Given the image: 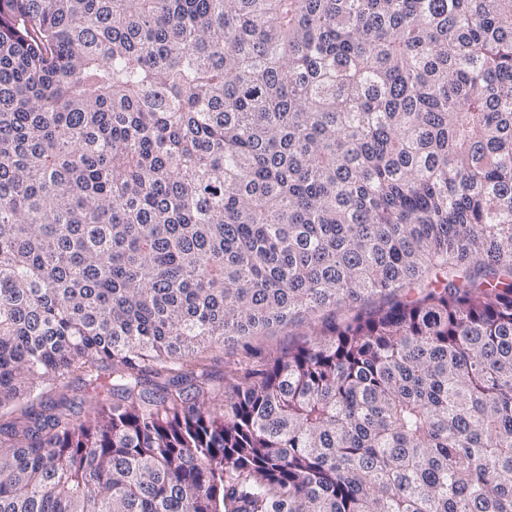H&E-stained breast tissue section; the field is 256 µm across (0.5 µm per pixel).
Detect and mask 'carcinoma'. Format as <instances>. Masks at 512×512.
<instances>
[{
	"instance_id": "obj_1",
	"label": "carcinoma",
	"mask_w": 512,
	"mask_h": 512,
	"mask_svg": "<svg viewBox=\"0 0 512 512\" xmlns=\"http://www.w3.org/2000/svg\"><path fill=\"white\" fill-rule=\"evenodd\" d=\"M0 512H512V0H0ZM308 330V324L305 321L299 326L288 327L276 331L274 335L265 336L259 340L253 341V354L250 352L247 353L241 347L224 346L223 349L216 348L207 350L203 355L206 357V362L210 364L215 371L226 378H231L238 374V372H241V369L247 365H249V367L259 365L269 352L288 347V345L303 340L302 336H304Z\"/></svg>"
}]
</instances>
